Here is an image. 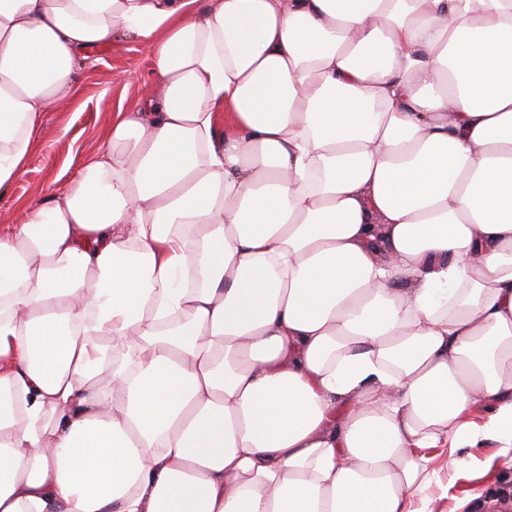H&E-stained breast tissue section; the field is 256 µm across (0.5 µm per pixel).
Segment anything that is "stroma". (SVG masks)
I'll use <instances>...</instances> for the list:
<instances>
[{
	"label": "stroma",
	"instance_id": "1",
	"mask_svg": "<svg viewBox=\"0 0 512 512\" xmlns=\"http://www.w3.org/2000/svg\"><path fill=\"white\" fill-rule=\"evenodd\" d=\"M152 69L149 46L129 41L95 52L75 72L70 96L44 113L23 172L0 193V225L23 223L26 203L62 186L100 151L112 111L153 94ZM498 451L490 440L465 448L470 465L455 471L447 449H428L439 475L428 493L429 512H491L495 504L512 501V468L502 464Z\"/></svg>",
	"mask_w": 512,
	"mask_h": 512
}]
</instances>
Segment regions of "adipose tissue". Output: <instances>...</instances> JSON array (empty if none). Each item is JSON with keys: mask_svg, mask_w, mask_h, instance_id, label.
I'll return each instance as SVG.
<instances>
[{"mask_svg": "<svg viewBox=\"0 0 512 512\" xmlns=\"http://www.w3.org/2000/svg\"><path fill=\"white\" fill-rule=\"evenodd\" d=\"M123 40L158 93L0 228V512H425L511 448L512 0H0L1 191Z\"/></svg>", "mask_w": 512, "mask_h": 512, "instance_id": "1", "label": "adipose tissue"}]
</instances>
